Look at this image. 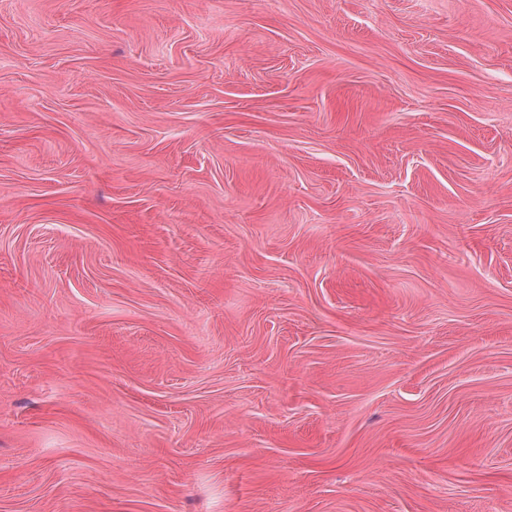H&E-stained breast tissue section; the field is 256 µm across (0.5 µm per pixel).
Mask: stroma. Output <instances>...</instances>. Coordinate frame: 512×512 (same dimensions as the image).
<instances>
[{"label":"stroma","mask_w":512,"mask_h":512,"mask_svg":"<svg viewBox=\"0 0 512 512\" xmlns=\"http://www.w3.org/2000/svg\"><path fill=\"white\" fill-rule=\"evenodd\" d=\"M0 512H512V0H0Z\"/></svg>","instance_id":"obj_1"}]
</instances>
